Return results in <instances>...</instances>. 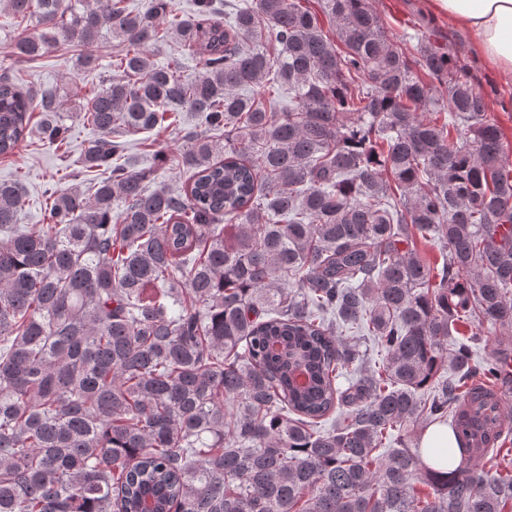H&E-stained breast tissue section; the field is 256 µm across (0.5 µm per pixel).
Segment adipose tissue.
Returning <instances> with one entry per match:
<instances>
[{
    "mask_svg": "<svg viewBox=\"0 0 512 512\" xmlns=\"http://www.w3.org/2000/svg\"><path fill=\"white\" fill-rule=\"evenodd\" d=\"M430 7L470 31L478 56L512 76V0H430Z\"/></svg>",
    "mask_w": 512,
    "mask_h": 512,
    "instance_id": "ef3b65f1",
    "label": "adipose tissue"
}]
</instances>
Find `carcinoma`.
Here are the masks:
<instances>
[{"label": "carcinoma", "mask_w": 512, "mask_h": 512, "mask_svg": "<svg viewBox=\"0 0 512 512\" xmlns=\"http://www.w3.org/2000/svg\"><path fill=\"white\" fill-rule=\"evenodd\" d=\"M128 2L3 0L40 29L17 63L62 43L93 69L84 47L119 45L47 223H18L22 187L0 182V512H512V470L474 463L500 452L501 396L461 404L501 363L453 335L512 326V146L484 96L370 0ZM162 42L197 74L157 64ZM180 109L190 185L150 191L121 138ZM64 111L1 69L0 156L35 137L67 154ZM450 417L443 475L403 431Z\"/></svg>", "instance_id": "1"}]
</instances>
